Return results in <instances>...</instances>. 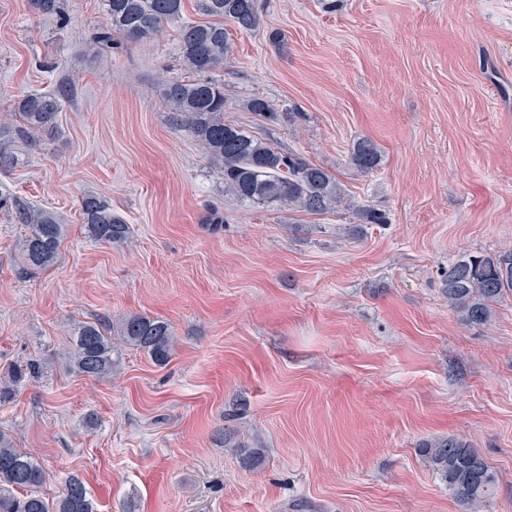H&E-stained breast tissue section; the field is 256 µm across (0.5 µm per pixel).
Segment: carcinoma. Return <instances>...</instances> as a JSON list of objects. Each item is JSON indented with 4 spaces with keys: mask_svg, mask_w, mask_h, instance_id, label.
I'll use <instances>...</instances> for the list:
<instances>
[{
    "mask_svg": "<svg viewBox=\"0 0 512 512\" xmlns=\"http://www.w3.org/2000/svg\"><path fill=\"white\" fill-rule=\"evenodd\" d=\"M106 24L90 38V50L112 52L130 42L153 36L163 24H179L183 65L198 74L224 64L230 52L224 20L251 31L259 25L257 0H202L208 22L182 21L184 0H104ZM40 16L60 15V0H32ZM160 94L174 114L176 125L205 151L224 174V186L237 198L257 205L283 203L311 214L332 208L351 207L336 178L322 167L295 155H285L241 126L224 120L227 99L224 85L209 78L167 79ZM68 97V86L50 93H30L13 101L14 114L22 118L29 134L54 127L60 100ZM246 109L268 119L275 108L264 98L249 99ZM381 154L369 139L356 142L350 162L363 173L373 172ZM11 214L17 224L28 226L21 251L28 266H53L58 257L64 225L55 213L24 203L0 182V211ZM81 210L88 236L102 243L126 241L130 225L112 213L111 205L97 195H86ZM442 293L448 307L466 325H483L494 314V305L512 295V246L489 253H463L442 275ZM119 337L126 345L146 353L165 365L171 358L175 338L168 322L141 314L120 320ZM120 349L108 335L106 325L83 322L73 331L72 344L64 355L71 371L92 379L112 375L121 363ZM42 372L38 363L14 369L0 385V400L14 394L25 378ZM429 468L447 485L460 504L473 510L495 495L496 474L486 458L469 443L444 438L423 447ZM46 474L40 462L14 447L11 435L0 429V512H96L86 482L74 474L65 481L61 495L48 500L36 493ZM26 492L20 497L18 493Z\"/></svg>",
    "mask_w": 512,
    "mask_h": 512,
    "instance_id": "carcinoma-1",
    "label": "carcinoma"
}]
</instances>
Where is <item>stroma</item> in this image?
Wrapping results in <instances>:
<instances>
[{"label":"stroma","mask_w":512,"mask_h":512,"mask_svg":"<svg viewBox=\"0 0 512 512\" xmlns=\"http://www.w3.org/2000/svg\"><path fill=\"white\" fill-rule=\"evenodd\" d=\"M258 3L256 29L227 24L211 74L225 120L385 223L225 191L157 88L192 77L177 25L94 54L103 0H62L59 18L0 0V119L72 87L0 171L66 227L56 263L33 270L27 226L0 212V373L43 367L0 402V428L45 469L41 496L77 473L97 512H464L422 453L446 437L497 474L480 512H512V296L472 327L441 289L460 254L512 244V0ZM255 95L275 120L247 111ZM362 139L381 154L371 174L349 160ZM88 194L126 242L87 236ZM133 313L171 325L167 365L128 345L105 379L62 365L77 323ZM68 97V86L59 85L50 93H30L13 101L14 114L22 118L24 129L32 136L54 127L60 100Z\"/></svg>","instance_id":"obj_1"}]
</instances>
